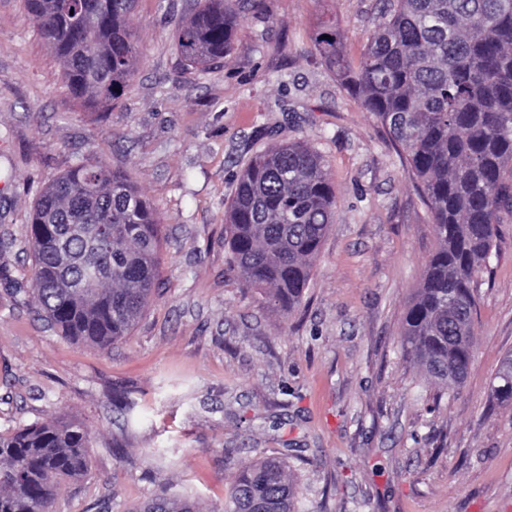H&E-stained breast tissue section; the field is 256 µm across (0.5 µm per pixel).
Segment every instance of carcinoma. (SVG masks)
Returning a JSON list of instances; mask_svg holds the SVG:
<instances>
[{
	"label": "carcinoma",
	"instance_id": "cac0c4a2",
	"mask_svg": "<svg viewBox=\"0 0 512 512\" xmlns=\"http://www.w3.org/2000/svg\"><path fill=\"white\" fill-rule=\"evenodd\" d=\"M136 0H25L62 62L73 98L108 109L139 70L129 22ZM263 0H199L175 27L188 69L230 56L237 21ZM331 39H326V36ZM338 73L388 131L420 182L437 240L406 309L402 349L424 374L461 389L474 357L475 290L499 224L512 216V0H388L358 64L336 28L315 37ZM336 194L322 157L303 143L272 145L245 165L227 214L231 270L288 314L304 298ZM162 226L125 172L76 163L38 195L29 244L41 316L77 342L107 346L133 329L156 291ZM512 406V355L490 382ZM90 437L72 421L0 433V512H50L61 482L84 477ZM284 463L242 465L224 512H296ZM137 512H198L158 494Z\"/></svg>",
	"mask_w": 512,
	"mask_h": 512
}]
</instances>
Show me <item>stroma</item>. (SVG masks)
Instances as JSON below:
<instances>
[{
	"label": "stroma",
	"instance_id": "1",
	"mask_svg": "<svg viewBox=\"0 0 512 512\" xmlns=\"http://www.w3.org/2000/svg\"><path fill=\"white\" fill-rule=\"evenodd\" d=\"M384 0H265L225 63L186 69L174 21L193 0H138L143 63L88 112L24 0H0V432L74 420L90 473L54 512H129L160 492L223 512L239 464L288 467L298 512H512V222L479 275L475 359L458 392L406 362L401 335L436 237L385 128L311 56L323 23L358 62ZM275 142L324 159L336 206L302 304L285 314L231 270L225 215L243 165ZM124 170L163 227L156 293L107 347L38 314L29 214L77 162ZM128 392L125 412L112 395ZM490 397L496 405L512 406V355L503 358L490 382Z\"/></svg>",
	"mask_w": 512,
	"mask_h": 512
}]
</instances>
